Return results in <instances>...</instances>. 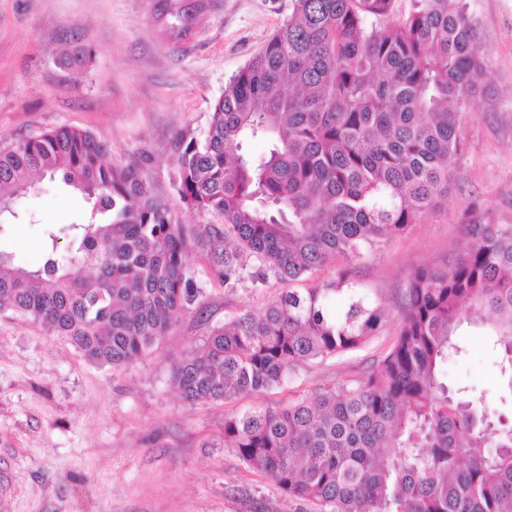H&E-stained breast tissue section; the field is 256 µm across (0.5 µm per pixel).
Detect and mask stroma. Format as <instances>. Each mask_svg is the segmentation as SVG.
Instances as JSON below:
<instances>
[{"mask_svg":"<svg viewBox=\"0 0 512 512\" xmlns=\"http://www.w3.org/2000/svg\"><path fill=\"white\" fill-rule=\"evenodd\" d=\"M198 8L193 35L164 37L160 0H0V135L61 126L105 140L112 158L138 168L177 212L199 286L195 302L127 369L87 361L67 341L0 309V512H321L251 472L224 446L225 417L276 408L368 373L399 331V295L411 272L466 241L464 216L512 221V0H469L490 65L463 128L448 196L357 269L377 291L386 325L364 347L298 367L280 387L231 402L190 404L170 364L202 346L211 327L261 311L282 290L228 288L213 263L208 228L218 216L187 209L174 188L181 140L204 139L228 81L287 19L290 0H184ZM92 57L82 74L61 69L74 46ZM18 223L0 229V251L37 268L54 225L83 202L60 180H39L15 201ZM468 351L448 380L473 388L512 419L498 353L479 324L460 329Z\"/></svg>","mask_w":512,"mask_h":512,"instance_id":"35a3bbf8","label":"stroma"}]
</instances>
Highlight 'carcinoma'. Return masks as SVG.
I'll return each instance as SVG.
<instances>
[{"mask_svg": "<svg viewBox=\"0 0 512 512\" xmlns=\"http://www.w3.org/2000/svg\"><path fill=\"white\" fill-rule=\"evenodd\" d=\"M288 19L228 82L203 141L180 145L183 204L211 227L224 285H287L259 312L213 327L202 351L171 369L189 403L232 401L281 386L297 366L364 346L386 324L381 298L353 276L448 193L462 128L487 67L467 0H291ZM196 12L172 3L162 22L186 37ZM90 53L59 65L76 74ZM266 143L256 159L249 145ZM60 177L84 213L49 235L31 270L0 252V307L59 336L88 361L135 365L197 293L177 217L107 143L61 127L0 137V217L34 177ZM467 241L411 274L399 332L365 376L286 406L224 419V447L290 497L323 512H512V423L466 386L448 359L471 318L488 330L512 390V224L466 221ZM67 240L65 253L58 240ZM336 278L307 288L323 266ZM341 295L345 307L330 306Z\"/></svg>", "mask_w": 512, "mask_h": 512, "instance_id": "obj_1", "label": "carcinoma"}]
</instances>
